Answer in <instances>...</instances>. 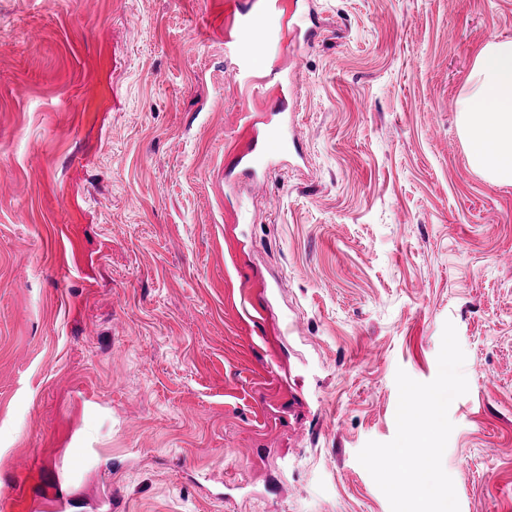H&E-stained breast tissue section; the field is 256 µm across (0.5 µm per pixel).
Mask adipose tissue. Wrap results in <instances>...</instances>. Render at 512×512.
<instances>
[{"instance_id": "adipose-tissue-1", "label": "adipose tissue", "mask_w": 512, "mask_h": 512, "mask_svg": "<svg viewBox=\"0 0 512 512\" xmlns=\"http://www.w3.org/2000/svg\"><path fill=\"white\" fill-rule=\"evenodd\" d=\"M470 167L495 186H512V38L478 52L456 117Z\"/></svg>"}]
</instances>
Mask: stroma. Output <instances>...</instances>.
<instances>
[{
	"instance_id": "1",
	"label": "stroma",
	"mask_w": 512,
	"mask_h": 512,
	"mask_svg": "<svg viewBox=\"0 0 512 512\" xmlns=\"http://www.w3.org/2000/svg\"><path fill=\"white\" fill-rule=\"evenodd\" d=\"M294 5L304 154L254 183L224 0H0V512H391L357 454L448 321L443 468L512 512V186L456 124L512 0Z\"/></svg>"
}]
</instances>
